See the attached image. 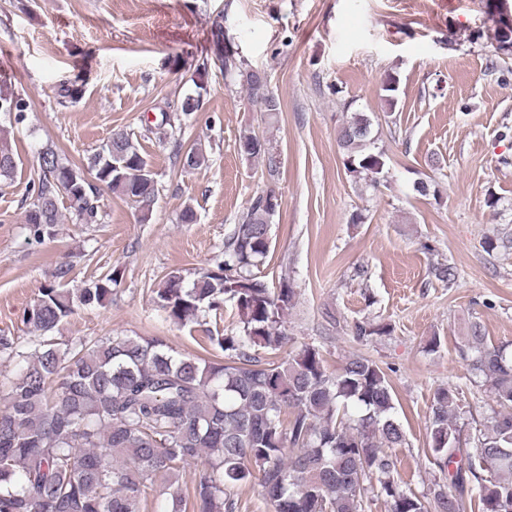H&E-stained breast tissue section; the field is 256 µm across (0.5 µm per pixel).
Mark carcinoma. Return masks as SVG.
<instances>
[{"mask_svg":"<svg viewBox=\"0 0 512 512\" xmlns=\"http://www.w3.org/2000/svg\"><path fill=\"white\" fill-rule=\"evenodd\" d=\"M497 50L512 54V23L490 17ZM224 69H237L264 121L281 112L267 78L224 54ZM399 78L386 76L381 90L389 109ZM29 103L0 83V117L26 119ZM344 167L354 182L377 188L385 178L386 153L375 150L372 118L355 112L337 130ZM238 151L277 170L270 141L248 130ZM184 169L208 156L196 143L180 155ZM18 162L0 127V178L14 176ZM89 171L111 191L134 203L148 220L157 195L155 174L132 134L118 130L87 158L72 165L51 147L38 156L39 176L25 223L40 239L62 223L59 202L82 224L98 222L96 188ZM277 209L255 196L224 242V260L194 274H167L154 303L171 322L197 324L234 302L238 326L208 337L224 362L183 354L162 338L108 336L64 344L53 336L76 308L101 306L112 295L108 273L82 288L67 287L70 267L25 310L31 339L21 346L0 336V355L23 362L16 378L0 382V512H147L146 489L165 483L162 512H236L234 490L260 487L272 512H369L382 500L385 512H512V355L487 344L473 323L461 357L492 395L495 407L475 425L472 446H463L457 419L459 391L439 387L429 407V451L448 484L434 483L419 496L395 478L390 448L408 446L395 414L391 384L373 360L352 355L337 370L319 347L288 348L287 319L297 288L282 279L275 288L253 273L270 252L265 237ZM432 276L451 285L453 266L438 263ZM387 323L359 321L360 340L385 336ZM193 477L187 468L195 463Z\"/></svg>","mask_w":512,"mask_h":512,"instance_id":"obj_1","label":"carcinoma"}]
</instances>
